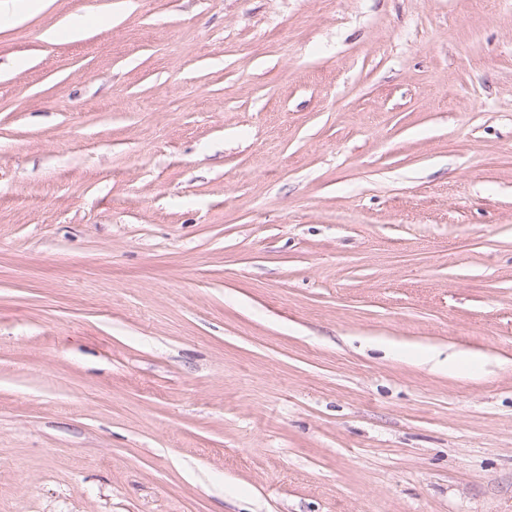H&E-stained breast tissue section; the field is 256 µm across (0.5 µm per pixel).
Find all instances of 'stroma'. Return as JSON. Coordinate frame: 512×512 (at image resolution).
<instances>
[{
  "label": "stroma",
  "mask_w": 512,
  "mask_h": 512,
  "mask_svg": "<svg viewBox=\"0 0 512 512\" xmlns=\"http://www.w3.org/2000/svg\"><path fill=\"white\" fill-rule=\"evenodd\" d=\"M0 512H512V0L0 22Z\"/></svg>",
  "instance_id": "35a3bbf8"
}]
</instances>
